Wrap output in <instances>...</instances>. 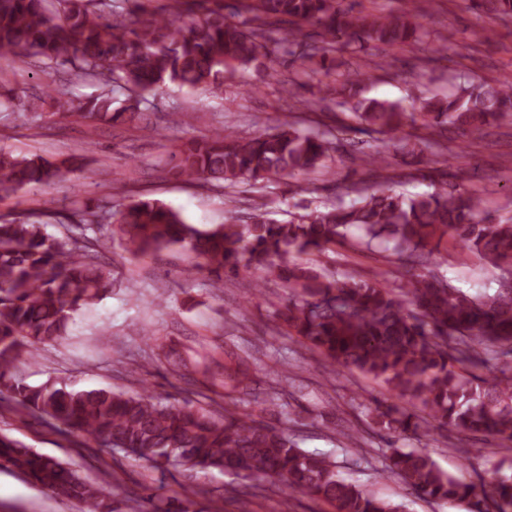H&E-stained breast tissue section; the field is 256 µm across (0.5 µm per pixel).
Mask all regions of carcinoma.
I'll list each match as a JSON object with an SVG mask.
<instances>
[{
	"label": "carcinoma",
	"mask_w": 512,
	"mask_h": 512,
	"mask_svg": "<svg viewBox=\"0 0 512 512\" xmlns=\"http://www.w3.org/2000/svg\"><path fill=\"white\" fill-rule=\"evenodd\" d=\"M93 0H0V58H40L48 68L72 64L77 78L101 87L95 96L69 99L72 115L94 128L99 123L133 122L140 105L169 84L222 85L229 69L270 54L267 26L286 21L293 28L279 41L293 56L296 73L321 72L330 81L321 99L351 112L353 130L383 136L380 149L363 164L383 188L345 192L320 207L278 221L266 213L246 224L200 228L152 199H133L104 216L85 207L76 224L59 223L61 236L46 232L40 219L0 218V402L61 422L68 435L89 439L109 451L160 469L217 470L249 482L244 495L271 483L288 496L321 500L334 512H400L340 477L330 457L308 452L282 427L237 413L215 399L203 405L190 397L170 401L112 389L77 390L66 382L32 386L16 375L23 354L58 343L74 315L100 301L114 280L87 231L109 219L112 236L133 257L155 256L180 247L198 260L188 274L205 268L215 275L207 287L220 290L226 274L255 268L287 288L275 318L288 335L330 364L370 377L387 387L396 402L377 409L376 424L389 434L423 436L431 425L473 436L512 441V367L484 375L492 361L512 353V272L496 278L491 292L468 294L439 276L440 247L450 240L461 253L476 254L496 267L512 260V222L495 218L480 198H463L448 174L435 167L415 177L434 191L414 196L387 187L398 177L393 160L423 149L409 146L407 129L425 130L422 144L439 143L448 126L481 128L512 122V81H466L449 95L418 97L411 107L367 98L371 75L360 67L338 70L336 45L364 51L370 45L397 48L427 38L438 43L419 18L426 9L410 0L399 13L354 14L339 0H194L199 12L137 9L104 16ZM496 18H512V0H473ZM312 23L318 32L304 33ZM121 90L132 103L112 108ZM284 118L268 132L243 139L229 129L206 139H189L179 152L175 174L227 191L241 183L296 179L327 168L343 147L331 130L299 128ZM74 170V158L49 159L0 147V199L25 188L48 186ZM393 243L394 262L405 269L394 286L338 275L324 259L337 246L367 248ZM262 403L287 414L282 383ZM224 385L251 394L246 370L224 367ZM384 473L397 478L414 498L467 503L470 512H512V476L499 471L474 479L443 471L421 450H383ZM0 468L34 486L73 501L80 512H124L121 502L69 463L38 453L0 435ZM202 493L188 487L165 512H190Z\"/></svg>",
	"instance_id": "1"
}]
</instances>
